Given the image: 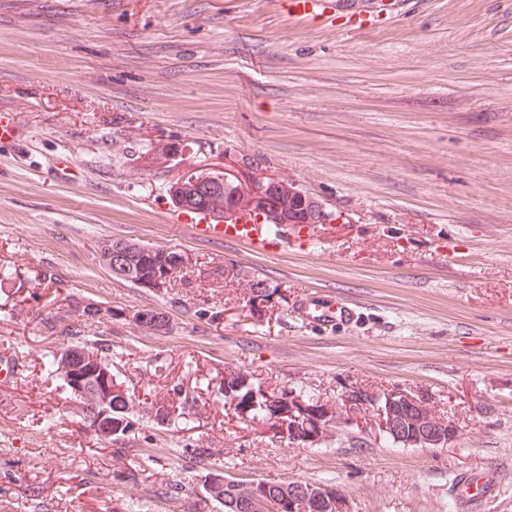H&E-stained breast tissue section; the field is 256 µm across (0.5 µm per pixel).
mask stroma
Instances as JSON below:
<instances>
[{
	"label": "stroma",
	"instance_id": "stroma-1",
	"mask_svg": "<svg viewBox=\"0 0 512 512\" xmlns=\"http://www.w3.org/2000/svg\"><path fill=\"white\" fill-rule=\"evenodd\" d=\"M0 110L22 133L0 142V351L25 365L0 378V512H219L199 445L231 477L334 483L352 512H512V0H410L363 34L274 0H0ZM224 169L293 183L337 219L264 252L199 238L169 188ZM106 239L179 251L190 273L137 287L101 263ZM257 279L275 289L258 316ZM307 297L357 316L320 325ZM69 300L125 318L88 333L121 354L126 454L41 370L64 340L39 321ZM144 308L172 332L132 322ZM228 370L334 406L401 388L459 435L403 448L370 420L292 445L225 408ZM177 391L184 415L156 423ZM485 470L500 485L459 507L453 480ZM161 483L176 498L154 499Z\"/></svg>",
	"mask_w": 512,
	"mask_h": 512
}]
</instances>
